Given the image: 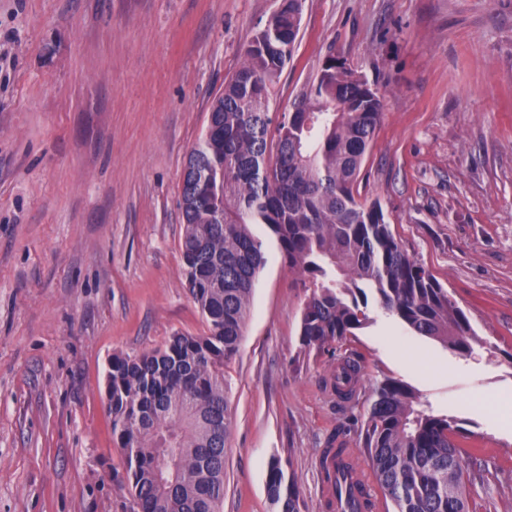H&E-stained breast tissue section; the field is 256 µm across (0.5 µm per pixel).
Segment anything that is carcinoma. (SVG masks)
<instances>
[{"mask_svg":"<svg viewBox=\"0 0 512 512\" xmlns=\"http://www.w3.org/2000/svg\"><path fill=\"white\" fill-rule=\"evenodd\" d=\"M301 11L302 0H281L188 153L179 249L203 332H177L161 348L110 362L107 404L132 512H220L231 428L224 368L270 243L310 282L302 347L354 335L372 298L415 335L473 354L466 314L394 238L381 204L355 196L381 122L378 90L332 55L291 111L271 112ZM366 403L368 467L395 512H469L458 420L434 414L392 377ZM267 495L271 512H300V490L278 456L268 462Z\"/></svg>","mask_w":512,"mask_h":512,"instance_id":"carcinoma-1","label":"carcinoma"}]
</instances>
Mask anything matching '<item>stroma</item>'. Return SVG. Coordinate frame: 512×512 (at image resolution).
Masks as SVG:
<instances>
[{"mask_svg":"<svg viewBox=\"0 0 512 512\" xmlns=\"http://www.w3.org/2000/svg\"><path fill=\"white\" fill-rule=\"evenodd\" d=\"M279 0H0V512H130L105 395L112 355L203 323L178 206L213 98ZM377 87L358 182L395 238L471 321L462 357L376 303L334 352L303 350L309 293L276 250L225 370L223 512H269L279 456L301 512H325L329 439L367 465L365 406L327 392L337 356L360 387L401 379L457 417L472 512H512V0H304L273 87L288 111L329 55Z\"/></svg>","mask_w":512,"mask_h":512,"instance_id":"stroma-1","label":"stroma"}]
</instances>
